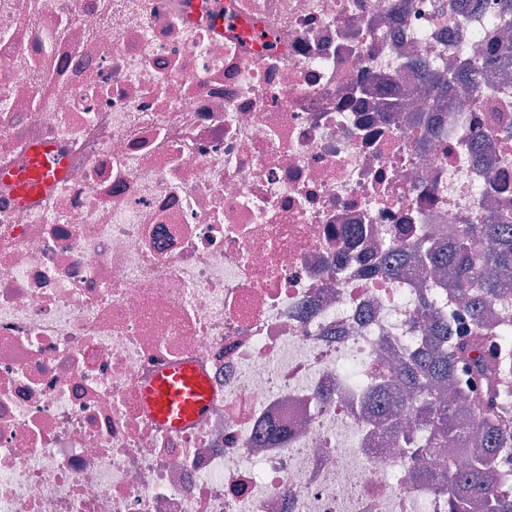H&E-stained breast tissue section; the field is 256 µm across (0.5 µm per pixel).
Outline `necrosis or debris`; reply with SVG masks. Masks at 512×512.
Segmentation results:
<instances>
[{
	"instance_id": "1",
	"label": "necrosis or debris",
	"mask_w": 512,
	"mask_h": 512,
	"mask_svg": "<svg viewBox=\"0 0 512 512\" xmlns=\"http://www.w3.org/2000/svg\"><path fill=\"white\" fill-rule=\"evenodd\" d=\"M223 2L0 0V512H448L413 415L371 421L429 294L373 267L512 210V14ZM39 146L62 174L26 202ZM184 363L211 402L169 433L141 395Z\"/></svg>"
}]
</instances>
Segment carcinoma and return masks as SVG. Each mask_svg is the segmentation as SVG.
<instances>
[{
  "label": "carcinoma",
  "mask_w": 512,
  "mask_h": 512,
  "mask_svg": "<svg viewBox=\"0 0 512 512\" xmlns=\"http://www.w3.org/2000/svg\"><path fill=\"white\" fill-rule=\"evenodd\" d=\"M421 260V272L448 269L447 312L432 313L425 302L421 321L428 333L394 377L404 398L380 421L399 412H419L428 429L421 447L408 449L409 475L448 492V512H512V325L489 324L486 305L512 292V213L495 224H461L453 237L427 243L424 253L403 249L383 265L397 276L402 266ZM445 387L454 401L439 397ZM473 449L465 471L426 473L432 455L448 447Z\"/></svg>",
  "instance_id": "obj_1"
}]
</instances>
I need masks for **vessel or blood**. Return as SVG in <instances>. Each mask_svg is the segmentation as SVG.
<instances>
[{
	"label": "vessel or blood",
	"instance_id": "b4317fda",
	"mask_svg": "<svg viewBox=\"0 0 512 512\" xmlns=\"http://www.w3.org/2000/svg\"><path fill=\"white\" fill-rule=\"evenodd\" d=\"M60 172L48 149L35 148L27 168L16 176L21 198L38 197ZM210 396L206 379L189 364L161 369L143 393L153 419L172 433L199 417L207 408Z\"/></svg>",
	"mask_w": 512,
	"mask_h": 512
}]
</instances>
